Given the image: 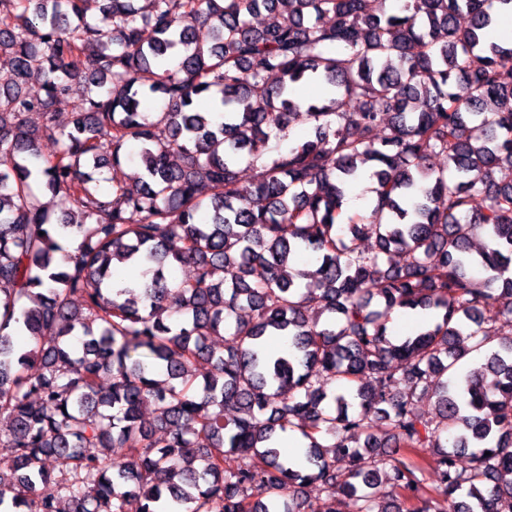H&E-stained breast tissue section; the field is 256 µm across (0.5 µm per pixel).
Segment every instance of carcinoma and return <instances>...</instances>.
<instances>
[{
	"mask_svg": "<svg viewBox=\"0 0 512 512\" xmlns=\"http://www.w3.org/2000/svg\"><path fill=\"white\" fill-rule=\"evenodd\" d=\"M496 2L512 7L0 0V424L12 449L0 509L124 512L134 498L139 512H318L313 484L358 512L512 508V339L498 337L512 324V45L483 42ZM35 73L39 97L25 90ZM300 83L326 87L328 103L296 97ZM151 96L161 111L142 108ZM201 97L224 121L195 108ZM65 99L62 128L53 108ZM299 116L314 138L273 153ZM43 141L58 146L49 158ZM133 144L145 179L129 183ZM243 160L258 170L250 186ZM367 165L369 224L344 229L345 191ZM105 167L110 190L87 172ZM41 185L62 197L60 218ZM304 254L319 261L311 285L293 266ZM118 263L145 269L114 290ZM175 264L193 278H168ZM396 309L441 320L395 344ZM13 322L30 348L15 346ZM226 327L217 349L210 337ZM275 336L283 355L267 350ZM329 380L344 392L328 395ZM429 396L433 416L414 414ZM292 432L296 464L281 452ZM47 483L65 507L38 493Z\"/></svg>",
	"mask_w": 512,
	"mask_h": 512,
	"instance_id": "1",
	"label": "carcinoma"
}]
</instances>
